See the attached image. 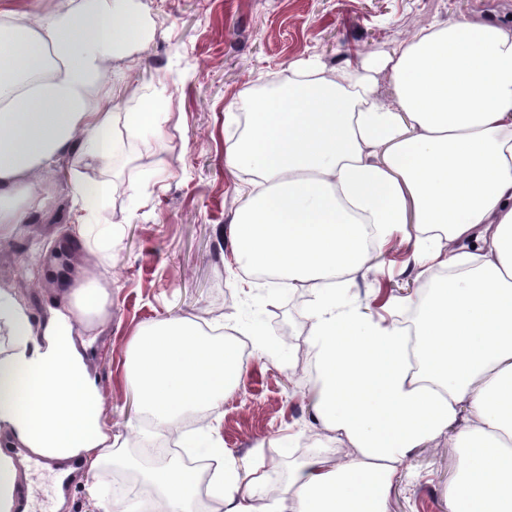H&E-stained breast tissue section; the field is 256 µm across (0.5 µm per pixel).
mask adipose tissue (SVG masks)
I'll use <instances>...</instances> for the list:
<instances>
[{
  "label": "adipose tissue",
  "mask_w": 512,
  "mask_h": 512,
  "mask_svg": "<svg viewBox=\"0 0 512 512\" xmlns=\"http://www.w3.org/2000/svg\"><path fill=\"white\" fill-rule=\"evenodd\" d=\"M144 40L127 0H56L20 20L0 12V243L44 207L36 175L75 143L99 165L116 121L155 128L152 100L119 115L106 91L109 63ZM290 68L277 94L243 100L249 123L225 151L229 171L254 184L234 221L236 256L291 285L321 281L308 309L311 401L350 452L337 462L334 448H316L283 490L228 458L211 496L224 512H388L409 451L445 436L463 450L448 512H512V24L494 13L440 21L333 75L313 57ZM398 224L413 225L423 272L460 269L420 305L412 336L340 306L332 286L371 269L369 231ZM69 294L37 320L0 288V435L92 471L120 457L90 373L110 288L93 275ZM241 374L235 343L183 318L129 343L127 380L160 426L218 408ZM465 411L476 426H458ZM141 477L164 512H205L195 471Z\"/></svg>",
  "instance_id": "ef3b65f1"
}]
</instances>
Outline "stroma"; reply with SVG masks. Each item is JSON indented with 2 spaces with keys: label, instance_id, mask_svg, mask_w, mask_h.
<instances>
[{
  "label": "stroma",
  "instance_id": "obj_1",
  "mask_svg": "<svg viewBox=\"0 0 512 512\" xmlns=\"http://www.w3.org/2000/svg\"><path fill=\"white\" fill-rule=\"evenodd\" d=\"M144 20L145 44L116 61L121 79L118 110L144 96L161 101L153 133L128 138L110 160L86 166L72 151L51 168L47 197L30 223L0 245V286L15 289L34 317L63 303L64 284L82 280L93 258L112 282L111 320L90 368L104 397V415L123 444L122 465L75 472L59 492L54 471L28 468L31 512H98L96 494L123 490L138 498L139 468L152 467L147 448H172L176 463L191 461L214 472L233 457L242 470L258 468L273 486H284L293 464L305 457L306 438L331 436L315 418L310 394L314 351L306 310L311 287L287 286L249 275L234 259L235 216L250 189L247 173H229L224 153L239 131L237 105L246 90L273 93L288 66L310 55L329 69L390 48L436 20H463L491 8V0H131ZM107 183L109 194L86 221L107 229L111 246L88 239L59 257L69 235L74 195L81 184ZM404 224L377 242L376 270L347 285L346 301L373 319L401 323L424 300L425 280ZM64 278H57V271ZM180 317L220 337L251 343L238 388L206 417L186 413L178 429L145 421L124 378L135 332ZM138 433H130V425ZM211 429L223 447L212 455L189 447L190 436ZM460 451L440 438L412 449V477L389 492V512H447L448 488Z\"/></svg>",
  "mask_w": 512,
  "mask_h": 512
}]
</instances>
